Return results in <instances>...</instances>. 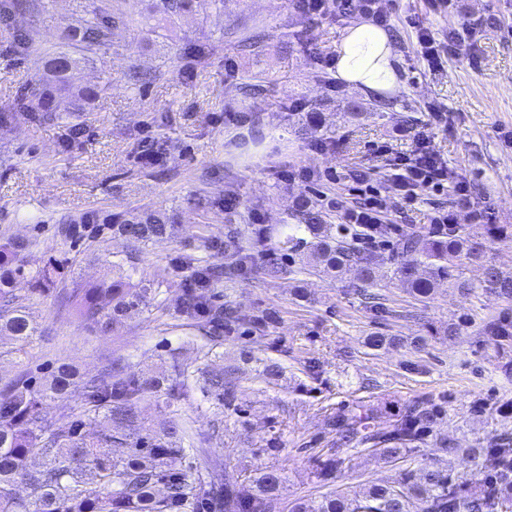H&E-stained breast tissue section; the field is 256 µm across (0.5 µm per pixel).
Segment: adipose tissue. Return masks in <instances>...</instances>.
<instances>
[{"label":"adipose tissue","instance_id":"obj_1","mask_svg":"<svg viewBox=\"0 0 512 512\" xmlns=\"http://www.w3.org/2000/svg\"><path fill=\"white\" fill-rule=\"evenodd\" d=\"M335 76L367 94L401 91L386 35L366 23L350 27L336 58Z\"/></svg>","mask_w":512,"mask_h":512}]
</instances>
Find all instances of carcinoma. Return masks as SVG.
I'll return each mask as SVG.
<instances>
[{"instance_id":"carcinoma-1","label":"carcinoma","mask_w":512,"mask_h":512,"mask_svg":"<svg viewBox=\"0 0 512 512\" xmlns=\"http://www.w3.org/2000/svg\"><path fill=\"white\" fill-rule=\"evenodd\" d=\"M200 0H152L146 14L135 19L118 0H95L91 9L71 18L64 27L65 38L73 51L40 50L38 30L18 24L22 16L33 17L44 9L42 0H0V30L9 38L15 54L32 55L40 63L38 78L27 84L10 105L0 109V125L8 126L20 117L39 122H58L70 114L85 111L98 93L96 85H78L75 71L82 63L94 61L98 51L113 48L123 34L151 21L169 28L193 13ZM83 224H110L129 241L160 243L174 237L178 214L164 209L147 210L135 220L118 221L95 211L85 213ZM261 249L253 253L243 246V229L229 223L224 233V263L212 264L203 257L189 258L196 271L195 287L183 291L176 300V311L188 320L205 312V294L224 279L233 285L239 274L256 269L274 282L293 272L290 261L299 256L308 271L338 281L354 275L353 293L369 308L387 312L386 298L372 291L376 282L390 274L402 283L415 300L425 303L441 281L464 294L471 286L462 276L464 264H477L484 270V287L512 301V275L485 261L483 247L464 238L455 225L428 234L403 233L392 244L397 255L393 269L384 260L359 245V232L327 224L319 204L306 200L297 224H275L262 230ZM26 244L0 246V338L9 337L20 357L38 335L24 300L14 293L16 279L25 276L19 255ZM65 264L48 261L36 271L34 283L52 288L63 279ZM155 292L154 281L143 276L131 282L121 273L109 279L82 282L68 294L77 316L94 332L107 335L140 312ZM224 315V330L251 336L264 326V317L239 316L228 307L216 311ZM482 331L495 348L512 345V320L490 318ZM405 342L403 336L373 333L365 346L379 351ZM282 372L280 363L262 361L260 376L272 384ZM75 371L61 363L34 389L18 379L0 389V512H201L219 507L223 512H274L281 474L264 470L250 478L251 487L243 491L224 482L210 469L172 473L167 459L185 451L184 441L194 445L191 428L174 421L161 433L140 434L143 403L154 398L164 403L187 388L185 373L170 378L154 371L124 376L110 369L86 382L80 411L48 421L41 415L45 400L62 399L69 393ZM236 368L203 375L202 392L221 405L231 407L237 400ZM446 417L443 407L422 401L402 404L392 418L378 423L366 407L355 404L338 409L329 425L336 433V450L325 460L327 473L339 470L346 448L369 449L388 462L408 457L432 437ZM98 423L93 434L82 431L84 421ZM108 448L103 457L99 449ZM146 448L154 464L137 459L136 449ZM448 454H462L471 462L466 475H454L433 463L416 471L407 470L393 483L372 481L361 496L350 498L331 493L311 502H299L292 512H512V433H505L487 448H459L443 441ZM80 456L85 469L67 465L71 456ZM168 485L164 497L155 495L157 483ZM27 483L33 487L30 503L12 494V487Z\"/></svg>"}]
</instances>
